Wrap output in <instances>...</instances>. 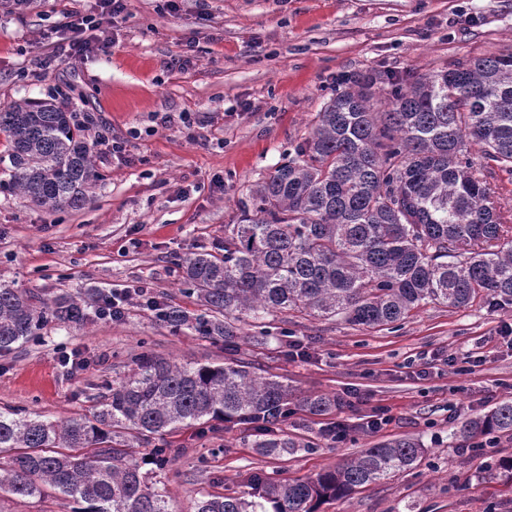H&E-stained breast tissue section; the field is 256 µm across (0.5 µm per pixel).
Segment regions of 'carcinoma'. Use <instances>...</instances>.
<instances>
[{
    "instance_id": "1",
    "label": "carcinoma",
    "mask_w": 512,
    "mask_h": 512,
    "mask_svg": "<svg viewBox=\"0 0 512 512\" xmlns=\"http://www.w3.org/2000/svg\"><path fill=\"white\" fill-rule=\"evenodd\" d=\"M371 79L336 94L316 114L296 155L250 189L224 244L180 263L185 293L201 312L163 303L174 330L224 341L238 351L237 324L288 310L340 316L370 327L408 318L426 301L464 308L477 299L512 305V208L496 199V171L512 175V51L458 62L396 88L382 110ZM10 163L3 187L50 211L80 210L102 175L83 128L49 101L0 106ZM481 148L483 162L464 152ZM91 313L80 294L52 301L0 284V354L41 335L49 323L81 326ZM88 415L50 421L0 408V492L57 491L73 512H171L142 466L165 467L176 453L154 440L182 429L247 426L254 447L281 455L306 444L288 435L289 405L313 415L336 397H297L254 363L180 365L145 350ZM460 433H511L512 402L465 421ZM410 439L363 449L311 477L254 474L250 499L204 494L194 512H318L329 500L416 466Z\"/></svg>"
}]
</instances>
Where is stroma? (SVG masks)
<instances>
[{
	"label": "stroma",
	"mask_w": 512,
	"mask_h": 512,
	"mask_svg": "<svg viewBox=\"0 0 512 512\" xmlns=\"http://www.w3.org/2000/svg\"><path fill=\"white\" fill-rule=\"evenodd\" d=\"M127 0L105 22L108 51L61 53L71 13L97 0H33L0 10V102L51 99L59 87L91 116L86 135L104 179L78 211L51 213L0 191V283L50 299L148 282L162 301L196 311L181 291L180 259L210 250L236 223L252 184L293 157L316 112L349 84L373 79L377 106L423 75L477 56L512 51V0ZM191 126H183L181 113ZM123 141L113 153L111 139ZM512 306L477 301L453 309L429 302L402 323L369 328L299 312L247 322L240 356L280 375L297 395H335L330 417L300 411L283 428L307 447L265 456L241 426L170 437L176 457L148 480L173 512H192L206 493L246 496L257 470L282 480L335 466L362 449L412 439L425 453L414 469L366 486L319 512H512V437L489 451L467 450L462 423L512 400V352L499 348ZM310 353L292 358L277 337ZM79 351L71 372L58 348ZM148 349L179 364L223 361L224 345L173 332L130 303L120 321L83 328L49 325L42 342L0 355V407L60 420L92 410L94 386L124 377ZM483 351L486 363L461 373L446 363ZM386 429L367 431L377 408ZM340 420L344 442L322 437Z\"/></svg>",
	"instance_id": "obj_1"
}]
</instances>
